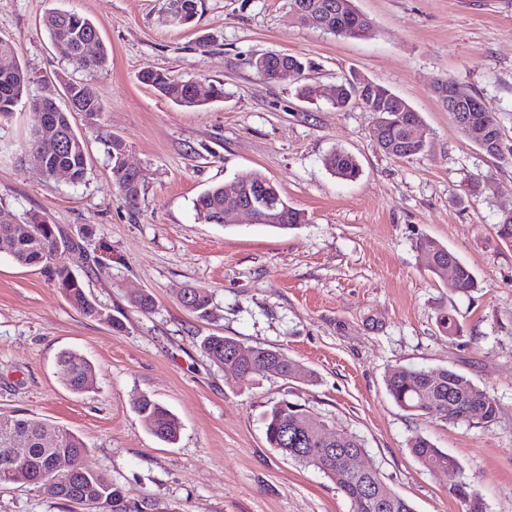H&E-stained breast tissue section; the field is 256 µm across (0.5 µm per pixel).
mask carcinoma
<instances>
[{
    "label": "carcinoma",
    "mask_w": 512,
    "mask_h": 512,
    "mask_svg": "<svg viewBox=\"0 0 512 512\" xmlns=\"http://www.w3.org/2000/svg\"><path fill=\"white\" fill-rule=\"evenodd\" d=\"M338 0H288V5L296 20L302 24L309 21L312 14L321 15L325 27L323 31L337 37L361 39L372 27L371 20L360 12L354 0H345L344 10L336 9ZM180 4L183 21L189 25L200 16L204 0H168V5ZM46 27L53 43L61 45L68 57L78 58L76 66L88 73L106 67L108 52L98 45L96 55L83 56L85 41L99 35V25L93 20L73 11L54 12L46 21ZM8 55L9 67L0 68V122L11 118L16 107L26 95L31 77L15 60L12 43L0 38V57ZM314 68L311 60L282 54L265 62L263 75L271 82L285 79L297 83V95L303 99L318 96L317 86L307 82L306 74ZM140 81L158 91L162 96L178 106L197 107L213 99L224 98L222 85H209L208 96L198 98L194 82L174 78L164 72L147 67L139 74ZM337 97L332 100L338 111H344L350 104L362 99L364 105L372 106L374 101L365 96L361 86L344 78ZM84 108L85 116L95 122L105 112L103 102L91 84L85 80L71 82ZM442 91L447 96L465 95L474 110L469 112L475 123L489 133L500 138L502 128L497 118L490 112L477 109L479 99L457 87L446 79L437 81L433 91ZM31 106L42 111L48 122L50 136L30 135L25 145L27 156L37 161L46 171L51 172L64 165L71 170L72 182H84L88 173V150L85 140L78 135L71 123L72 112L60 107L52 99H34ZM387 122L381 128V141L390 148L389 156L409 159L421 153L424 147L412 136L413 129L422 123V116L415 109L402 107L396 99L385 102ZM126 150L124 141L114 136L107 144V153L112 161V179L125 201L135 206L138 203L142 182L136 174L117 172L118 160ZM324 166L342 180H353L360 175L357 159L343 149H334L324 158ZM237 195L231 197L224 192V186L215 185L199 195L194 202L197 220L204 224L224 223V208L243 201H253L259 221H265L268 206L278 212L280 230L293 229L303 223L304 215L288 205L277 186L257 171L244 172L236 178ZM7 219H0V253H6L23 266H43L49 268L51 256L59 246H75V242L61 234L57 225L47 222L38 215L24 221L1 210ZM417 257L424 270L435 274L443 264H452L457 271V290L467 294L478 288V281L471 270L456 253L429 237H420L415 242ZM54 286L85 317L102 320L100 306L87 293L85 282L64 267L50 268ZM182 306L201 320L215 318L212 298L206 291L190 289V299L180 300ZM439 330L452 339L463 331L457 318L448 310L442 309L436 317ZM241 342L233 337L212 334L201 341L205 355L225 371L235 373L240 382L248 384L257 377L276 376L285 380L296 371L303 381H311V373L305 371L287 353L275 347L247 346V355L238 356L234 349ZM60 363L66 367L68 387L78 393L88 391L94 380V368L84 358L75 353L65 352ZM386 390L392 400L402 410L412 415H429L453 424L468 422L489 424L496 420L498 405L490 392L475 384L464 375L448 368L429 370L399 366L386 377ZM138 414L150 433L157 439L173 443L177 440L180 425L175 415L158 401L145 397L138 405ZM10 420L11 425L28 435L29 443L20 452L23 461L34 477V485L44 489L50 496L71 501L74 498L86 499L91 503L88 512H154L155 504L143 499L140 504L130 505L120 488L103 475L90 470L82 458L85 448L79 439L69 433L58 436L57 446L52 452L65 454L74 460L75 469L65 480L52 482L48 479L50 453L42 447L43 425L34 418L17 414H2L0 418ZM322 420L302 406L289 402H278L267 411L265 435L270 447L307 466H313L336 483V488L350 501L352 512H414L411 502L400 492L389 487L383 476L374 469L353 470L348 466V458L365 451L363 440L351 433L338 434L337 442L315 430ZM409 450L423 468L433 471L453 465L461 471L457 458L436 447L429 439L416 435L409 440ZM448 495L458 499L464 512H487L484 499L464 479L448 488Z\"/></svg>",
    "instance_id": "obj_1"
}]
</instances>
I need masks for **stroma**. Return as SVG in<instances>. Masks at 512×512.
<instances>
[{"label": "stroma", "instance_id": "1", "mask_svg": "<svg viewBox=\"0 0 512 512\" xmlns=\"http://www.w3.org/2000/svg\"><path fill=\"white\" fill-rule=\"evenodd\" d=\"M356 4L373 25L365 39L299 24L288 0H205L190 27L167 22L166 0H0V37L30 74V96L62 99V74L88 79L105 105L98 125L74 119L89 153L87 180L77 185L46 179L26 157L40 115L19 105L0 124V205L19 219L42 215L72 238L54 265L83 276L124 323L116 331L84 317L43 268L0 253V413L78 436L85 465L129 500L152 499L155 512H351L322 472L269 448L264 414L282 400L363 439L362 466L382 473L415 512H463L448 475L410 454L418 434L458 458L488 512H512V247L495 228L512 207V165L470 142L432 92L446 78L479 96L512 142V0ZM61 10L99 23L105 69L82 74L51 42L45 18ZM262 52L312 59L308 78L321 87L354 70L405 98L423 118L425 152L386 156L370 136L375 113L299 99L292 82H268L249 66ZM146 67L223 84L224 98L177 106L140 82ZM115 135L142 172L134 207L112 181L104 143ZM336 148L357 158L356 180L324 167ZM250 170L275 183L305 223L278 230L243 213L200 223L197 196ZM481 175L498 195L466 197ZM423 236L455 252L478 288L463 294L424 271L415 250ZM190 287L210 294L214 320L181 306ZM140 290L153 294L152 313L132 305ZM443 307L462 336L439 331ZM212 333L283 349L315 380L241 385L200 350ZM65 350L93 364L91 392L66 387ZM405 365L467 376L494 395L497 420L450 424L401 410L385 378ZM145 396L179 419L176 443L145 427L136 412ZM0 512L81 510L20 479L0 486Z\"/></svg>", "mask_w": 512, "mask_h": 512}]
</instances>
